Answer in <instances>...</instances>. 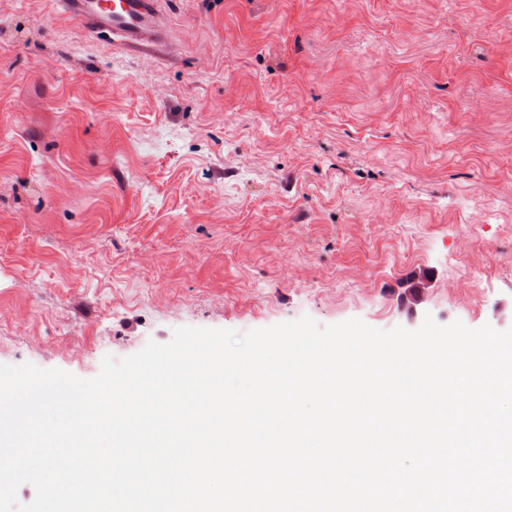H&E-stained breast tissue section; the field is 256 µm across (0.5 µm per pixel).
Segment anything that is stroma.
Returning a JSON list of instances; mask_svg holds the SVG:
<instances>
[{"label":"stroma","instance_id":"35a3bbf8","mask_svg":"<svg viewBox=\"0 0 512 512\" xmlns=\"http://www.w3.org/2000/svg\"><path fill=\"white\" fill-rule=\"evenodd\" d=\"M0 0V364L175 328H512V0ZM423 280V299L410 286ZM84 29L112 37L129 51H159L170 38L157 0H56Z\"/></svg>","mask_w":512,"mask_h":512}]
</instances>
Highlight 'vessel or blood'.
<instances>
[{
	"label": "vessel or blood",
	"instance_id": "obj_1",
	"mask_svg": "<svg viewBox=\"0 0 512 512\" xmlns=\"http://www.w3.org/2000/svg\"><path fill=\"white\" fill-rule=\"evenodd\" d=\"M84 29L112 37L129 51H158L170 38L158 0H57Z\"/></svg>",
	"mask_w": 512,
	"mask_h": 512
}]
</instances>
